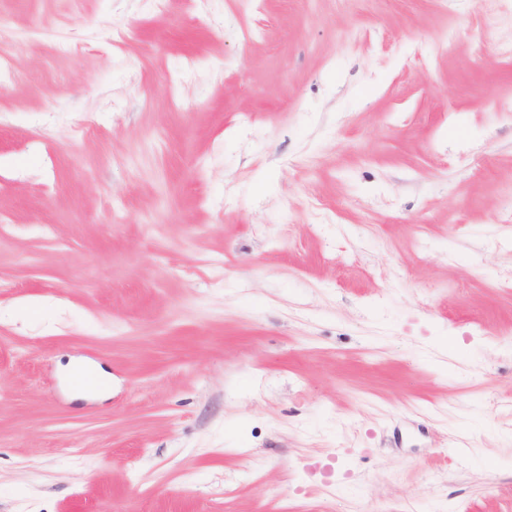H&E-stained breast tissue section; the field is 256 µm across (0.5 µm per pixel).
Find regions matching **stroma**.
<instances>
[{
    "mask_svg": "<svg viewBox=\"0 0 512 512\" xmlns=\"http://www.w3.org/2000/svg\"><path fill=\"white\" fill-rule=\"evenodd\" d=\"M1 54L0 512H512V0H0Z\"/></svg>",
    "mask_w": 512,
    "mask_h": 512,
    "instance_id": "35a3bbf8",
    "label": "stroma"
}]
</instances>
